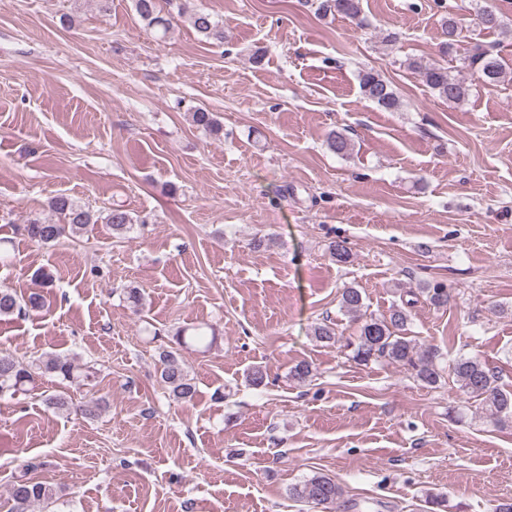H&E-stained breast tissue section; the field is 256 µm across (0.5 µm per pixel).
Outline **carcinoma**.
Listing matches in <instances>:
<instances>
[{
    "label": "carcinoma",
    "mask_w": 512,
    "mask_h": 512,
    "mask_svg": "<svg viewBox=\"0 0 512 512\" xmlns=\"http://www.w3.org/2000/svg\"><path fill=\"white\" fill-rule=\"evenodd\" d=\"M362 0H321L319 9L327 14L341 15L365 25L362 16ZM138 15L147 22V26L164 37L170 30V20L157 10L155 0H134ZM479 21L486 30L498 31L502 34H512L501 16L491 8H483L479 13ZM191 24L195 30L207 40L224 42V27L219 21L206 12L197 11L191 15ZM442 30L445 36L444 53H451L459 42V33L455 18L446 16L442 20ZM461 60L473 74L487 86L494 87L512 75L507 73L500 58L494 53V46L480 40L467 43L463 48ZM406 68L416 74L420 81L437 97L459 104L469 96V85L466 80L453 76L448 72V66L438 62H423L409 58L405 61ZM359 87L363 97L387 112H395L400 107V97L394 84L380 72L370 69L359 74ZM194 125L211 133H219L223 125L217 115L205 108H196L190 112ZM328 148L339 156H347L353 149L352 141L341 132L333 131L327 137ZM49 208L59 215L57 222L33 221L24 227L27 236L34 242L48 245L69 235L77 237L87 233L98 218L88 208L77 204L70 197L57 195L50 199ZM106 223L115 232H123L134 223L133 217L126 210L115 207L106 216ZM49 274L38 271L33 275V292L22 297L9 288L0 289V317H10L26 311H34L44 307L42 289L51 286ZM427 300L437 306L448 304L450 294L448 285L435 281L428 282L421 288ZM414 301L407 300L392 306L387 317H373L364 311L362 291L353 286L341 291L340 308L345 314L360 322L359 336L346 345L350 350L349 358L360 365L374 361L385 360L410 371L411 374L426 387L436 386L441 373L435 366L434 360L438 350L432 345L424 348L414 344L404 332L410 320L409 308ZM179 346L194 344L208 345L206 334L201 329H195L190 336L180 330L175 335ZM160 379L172 399L180 403L192 402L197 393L196 382L180 361L177 351L164 349L159 354ZM450 372L458 383L459 388L468 398L485 408L491 422L499 424L512 418V391L502 389L497 376L491 372L476 357L461 356L453 360ZM90 367H82L74 359L66 355H49L36 362L26 363L7 351H0V395L16 394L27 391V387L36 383L42 375H52L68 382H76L82 377H89ZM52 408L68 414L80 413L92 416L95 410L73 404L63 394L47 399ZM14 502V512H28L35 505L48 508L58 500V491L51 485L35 481L26 475L16 478L10 489ZM289 495L309 504L313 508L334 504L342 498L343 489L336 479L324 474H314L305 479L302 484L289 490Z\"/></svg>",
    "instance_id": "obj_1"
}]
</instances>
